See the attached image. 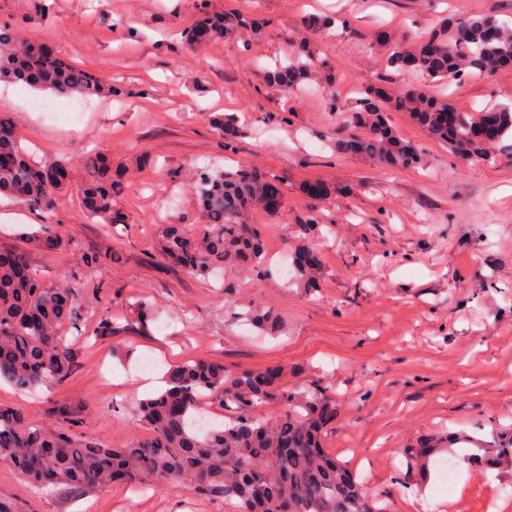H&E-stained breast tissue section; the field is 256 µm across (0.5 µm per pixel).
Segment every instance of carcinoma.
<instances>
[{"label":"carcinoma","mask_w":512,"mask_h":512,"mask_svg":"<svg viewBox=\"0 0 512 512\" xmlns=\"http://www.w3.org/2000/svg\"><path fill=\"white\" fill-rule=\"evenodd\" d=\"M256 16L200 14L185 32L191 44L230 38L245 30L263 28ZM512 64V27L491 17L439 25L413 51L387 58L382 83L395 77L420 75L431 83L460 80L475 73L492 74ZM320 69L316 53L302 43L285 62L267 72L268 88L294 91L314 81ZM60 94L125 96L130 91L112 85L98 72L72 64L43 43L24 41L7 24H0V79ZM346 115L355 132L336 139L339 154L366 156L387 168L424 167L422 149L403 139L390 124L388 112L405 111L412 122L460 157L489 159V148L512 139V107L493 105L463 112L417 88L394 101L366 88L350 105L332 103ZM240 117L218 119L224 133V152L237 150ZM80 187L84 212L92 221L122 224L117 205L124 173L105 164L102 153L87 158ZM69 182V169L59 160H36L22 146L14 122L0 116V197L26 203L40 217L42 230L29 239L40 249H56L63 238L56 220L58 195ZM284 192L278 179L256 168L238 166L222 171H199L196 200L205 223L187 232L179 224L162 229V250L191 274L206 276L238 268L261 280L271 274L264 233L244 223L253 211L278 212ZM313 212L300 225V235L322 234ZM112 260V250L99 249L82 257L88 268ZM293 279L315 295L321 290L324 265L311 247L291 257ZM79 292L71 287L46 286L37 278L26 250L5 249L0 257V380L20 391H55L78 369L77 352L62 329L80 323ZM231 316L247 320L262 336L283 330L278 312L250 305L230 306ZM279 367L235 372L204 359L182 362L163 377L164 386L143 399L141 422L151 436L128 448H106L80 435V421L64 406L56 408L58 425L32 424L11 406H0V460L37 489H64L84 495L118 482L147 485L156 481L192 483L198 493L232 507L231 512H390L372 495L361 476L325 448L328 426L336 418V402L323 379L302 389L282 382ZM224 407V424L204 430L203 401ZM268 404L284 407L269 421L256 414ZM474 444L462 457L473 472L512 474V429L492 433L491 441L462 438L448 431L434 433L416 448H408L400 468L418 472L421 492L433 454L451 450L460 440Z\"/></svg>","instance_id":"cac0c4a2"}]
</instances>
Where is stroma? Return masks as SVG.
<instances>
[{"label":"stroma","instance_id":"1","mask_svg":"<svg viewBox=\"0 0 512 512\" xmlns=\"http://www.w3.org/2000/svg\"><path fill=\"white\" fill-rule=\"evenodd\" d=\"M198 3L0 0V22L18 35L48 43L129 90L95 99L73 123L65 113L76 97L0 81V114L12 118L23 144L70 168L56 210L65 242L57 250L30 249L29 259L45 285L78 288L85 335L75 345L80 369L64 388L22 393L0 381V404L45 427L55 426V407L66 405L86 439L124 448L150 435L136 416L147 395L143 358L155 361L158 377L187 359L234 371L284 365L288 387L315 377L330 386L337 413L326 446L355 463L369 492L389 499L391 512H420L424 500L434 512H512L502 480L463 464L451 482L432 474L420 500L396 480L404 449L422 436L477 422L512 427V149L494 151L489 161L456 157L408 113L394 111L393 125L426 150L430 168L388 169L333 151L341 118L330 109L331 99L347 104L359 89L379 84L390 51L413 46L450 17L511 21L512 0H208L210 12L257 14L266 25L199 47L183 37ZM330 12L350 20L347 30L315 36L335 84L281 95L266 89L263 68L284 61L306 37L305 19ZM379 29L388 34L383 47L372 44ZM411 85L397 78L382 87L393 99ZM426 90L464 112L511 104L512 69ZM270 112L287 113V123H267ZM225 113L244 117L239 150L229 156L210 122ZM99 145L125 172L117 200L123 224L92 223L82 210L86 156ZM209 164L256 167L281 181V210L246 218L264 226L270 263L290 258L302 217L316 210L326 226L312 241L327 270L320 294L308 295L277 273L204 280L162 254V225L189 230L201 223L196 171ZM315 181L331 188L328 198L302 193L303 183ZM39 229L26 204L0 200V247L24 246ZM105 246L115 260L102 269L85 267L82 255ZM491 281L496 289H488ZM140 301L168 328L95 340L102 311L123 325L136 320ZM234 301L275 309L287 334L264 338L229 319ZM116 346L127 356H113ZM0 498L15 500L24 512L220 510L193 486L169 482L153 483L139 496L125 485L65 496L29 487L3 462Z\"/></svg>","mask_w":512,"mask_h":512}]
</instances>
